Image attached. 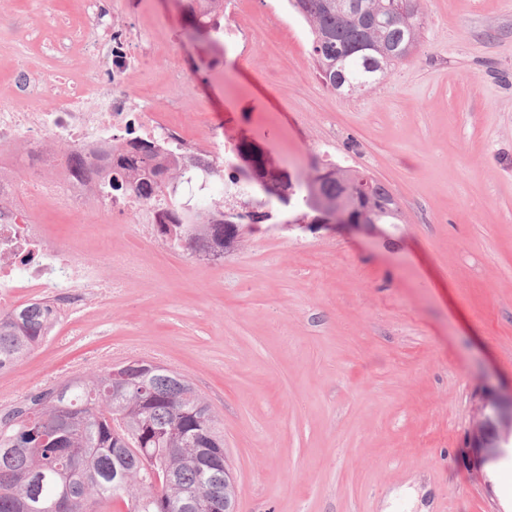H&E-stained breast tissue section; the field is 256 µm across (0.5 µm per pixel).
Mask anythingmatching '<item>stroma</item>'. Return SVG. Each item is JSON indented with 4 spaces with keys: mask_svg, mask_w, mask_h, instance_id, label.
Segmentation results:
<instances>
[{
    "mask_svg": "<svg viewBox=\"0 0 512 512\" xmlns=\"http://www.w3.org/2000/svg\"><path fill=\"white\" fill-rule=\"evenodd\" d=\"M201 69L198 111L280 180L338 163L381 181L387 237L281 226L214 262L148 252L154 275L96 300L0 374V402L139 357L215 411L239 512H383L413 488L428 512H512V439L473 448L481 397L512 391V0H425L409 62L367 92L320 79L288 0H239L250 61L188 42L189 0H111ZM84 0H10L0 92L25 58L55 87L78 70Z\"/></svg>",
    "mask_w": 512,
    "mask_h": 512,
    "instance_id": "obj_1",
    "label": "stroma"
}]
</instances>
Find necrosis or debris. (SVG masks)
I'll use <instances>...</instances> for the list:
<instances>
[{
	"label": "necrosis or debris",
	"instance_id": "4bbe7bcc",
	"mask_svg": "<svg viewBox=\"0 0 512 512\" xmlns=\"http://www.w3.org/2000/svg\"><path fill=\"white\" fill-rule=\"evenodd\" d=\"M86 12L85 69L77 77L59 73L61 93L54 106L42 108L44 78L22 58L14 67L18 95L0 98L1 311L15 309L22 297L46 298L55 316H75L90 300L151 276L143 252L166 244L159 229L166 196L156 192L146 198L132 188L110 195L101 191L136 142L154 145L163 158L191 170L198 182L194 198L202 204L213 177L235 173L233 151L214 129L193 135L182 120L184 102L195 96L196 77L183 67L180 56H168L166 71L168 84L181 95L171 100L168 111H153L150 101L134 90L133 81L156 63V42L126 19L110 16L102 0H87ZM214 23L218 38L229 41L238 60H250L253 30L240 23L233 0H224ZM71 146L84 161L77 172L67 153ZM90 194L110 223L122 224L135 216L131 234L139 248H113L104 236L98 263H86L83 242L90 230L82 223L69 239L48 241L47 227L39 222L41 211L51 205L82 216Z\"/></svg>",
	"mask_w": 512,
	"mask_h": 512
}]
</instances>
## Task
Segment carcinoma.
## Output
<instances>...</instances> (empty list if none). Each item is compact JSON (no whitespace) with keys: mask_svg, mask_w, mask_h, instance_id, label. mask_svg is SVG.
<instances>
[{"mask_svg":"<svg viewBox=\"0 0 512 512\" xmlns=\"http://www.w3.org/2000/svg\"><path fill=\"white\" fill-rule=\"evenodd\" d=\"M349 12L337 0H289L309 25L311 53L323 83L338 95L364 91L382 74L408 60L419 41L420 0H361ZM213 31L209 19L193 12L189 36ZM144 176L137 190L157 187L169 195V244L191 255L235 232L224 207L201 208L176 191L186 178L164 168L150 145L136 147L112 177L123 191ZM356 171L345 187L336 167L325 169L296 190L288 203L256 198L261 208L279 207L304 220L317 199L346 202L358 215L369 212L379 224L399 223L393 194L381 182L364 183ZM48 303L27 304L0 313V371L17 364L51 333ZM113 365L24 397L0 414V512H209L208 473L196 457L200 448L224 447V434L209 404L183 375L167 366L133 363L114 388Z\"/></svg>","mask_w":512,"mask_h":512,"instance_id":"1","label":"carcinoma"}]
</instances>
